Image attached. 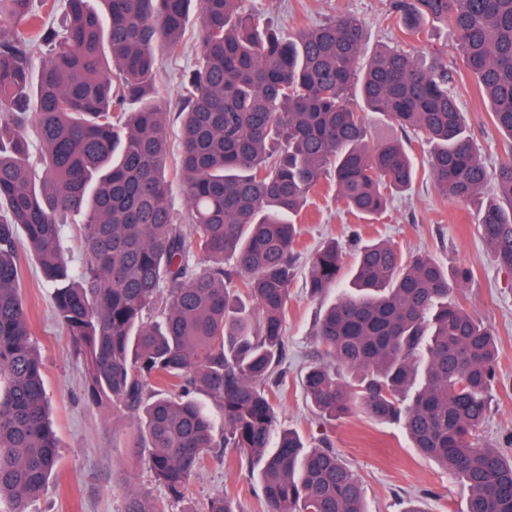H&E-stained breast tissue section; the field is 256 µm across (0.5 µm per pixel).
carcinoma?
<instances>
[{"label": "carcinoma", "instance_id": "cac0c4a2", "mask_svg": "<svg viewBox=\"0 0 512 512\" xmlns=\"http://www.w3.org/2000/svg\"><path fill=\"white\" fill-rule=\"evenodd\" d=\"M101 2L0 0V499L27 512L59 461L20 288L21 228L89 401L137 419L138 447L172 502L222 448L258 473L264 512H366L358 477L329 443L279 428L292 218L328 178L362 218L412 188L403 141L369 145L366 113L378 112L425 136L436 195L478 204L482 239L512 270V161L488 168L447 68L399 46L361 62L365 31L352 14L283 37L242 0ZM193 7L200 61L183 76L174 158L155 74L183 53ZM387 12L413 36L430 19L451 22L464 70L512 147V0H389ZM71 215L85 255L77 269L63 234ZM307 263V293L322 296L339 282L344 249L327 241ZM472 277L386 241L362 244L352 288L315 322L320 358L303 388L326 421L361 409L400 426L465 487L466 512H512V456L477 435L497 350L491 328L456 302ZM197 394L220 411L221 436ZM125 512L154 510L134 491ZM208 512L241 510L222 493Z\"/></svg>", "mask_w": 512, "mask_h": 512}]
</instances>
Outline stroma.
Wrapping results in <instances>:
<instances>
[{
    "label": "stroma",
    "instance_id": "35a3bbf8",
    "mask_svg": "<svg viewBox=\"0 0 512 512\" xmlns=\"http://www.w3.org/2000/svg\"><path fill=\"white\" fill-rule=\"evenodd\" d=\"M243 5L266 13L287 33L337 13H350L364 24L366 53H373L380 44L403 41L420 62L447 66L455 75L463 71L450 25L433 22L420 36H404L385 19L387 0H243ZM199 27L198 14H191L186 29L188 48L178 58L164 60L158 82L174 148L179 145L176 107L184 94L182 76L200 59ZM460 106L483 158L488 165H497L511 147L491 125L487 100L471 86L462 92ZM299 224L300 260L285 318L288 388L276 402L282 427L296 430L309 445L328 438L359 477L369 512H406L417 502L426 512H464L463 487L437 464L420 457L400 427L361 411L331 422L323 420L306 400L299 378L315 353V319L335 298L330 292L313 300L304 288L305 255L324 239L341 242L349 266L354 263L358 241L383 240L406 255L424 251L442 265L469 267L473 278L458 299L498 338L491 414L479 438L512 456V272L499 265L480 237L475 205L442 201L422 176L409 192L394 195L380 217L366 220L349 213L324 185L311 196ZM22 263L20 286L32 317L33 340L43 358L50 417L60 451L55 474L30 502L29 512H125L128 495L134 490L148 495L155 512H177L149 472L144 450L134 445V422L116 409L98 408L88 401L83 366L54 317L49 286L30 254H23ZM223 492L240 501L243 512H263L257 474L218 450L190 481L185 502L194 512H206L211 498Z\"/></svg>",
    "mask_w": 512,
    "mask_h": 512
}]
</instances>
